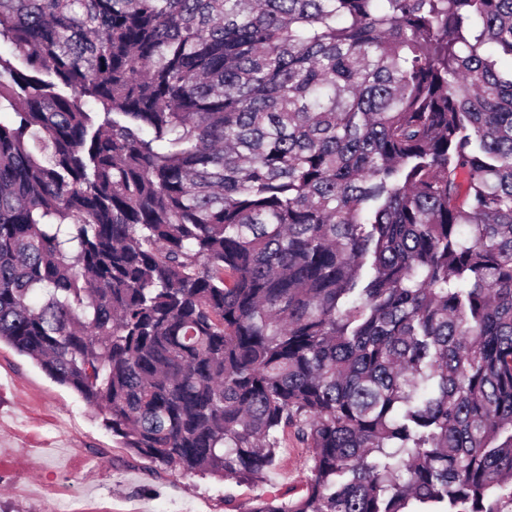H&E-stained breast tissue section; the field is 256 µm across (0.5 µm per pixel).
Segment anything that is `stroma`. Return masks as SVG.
I'll return each mask as SVG.
<instances>
[{"instance_id": "obj_1", "label": "stroma", "mask_w": 512, "mask_h": 512, "mask_svg": "<svg viewBox=\"0 0 512 512\" xmlns=\"http://www.w3.org/2000/svg\"><path fill=\"white\" fill-rule=\"evenodd\" d=\"M309 451L288 441L260 486L182 474L122 448L70 388L0 344V512H246L302 496Z\"/></svg>"}]
</instances>
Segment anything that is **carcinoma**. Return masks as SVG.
<instances>
[{"label":"carcinoma","instance_id":"obj_1","mask_svg":"<svg viewBox=\"0 0 512 512\" xmlns=\"http://www.w3.org/2000/svg\"><path fill=\"white\" fill-rule=\"evenodd\" d=\"M0 342L137 456L512 512V0H0Z\"/></svg>","mask_w":512,"mask_h":512}]
</instances>
